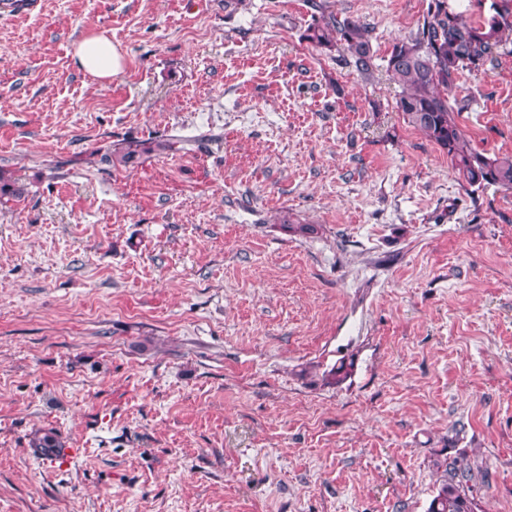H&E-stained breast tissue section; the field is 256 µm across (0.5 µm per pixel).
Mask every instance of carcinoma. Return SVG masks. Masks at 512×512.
<instances>
[{
	"mask_svg": "<svg viewBox=\"0 0 512 512\" xmlns=\"http://www.w3.org/2000/svg\"><path fill=\"white\" fill-rule=\"evenodd\" d=\"M492 9L490 18L471 22L452 10L448 0H432L418 32L392 46L386 71L401 87L397 108L404 119L446 152L468 184L512 189V156L491 157L473 149L455 118L469 103L460 100L452 106L448 102V88L460 69L494 66L500 49L512 41V0H494ZM307 39L327 49L340 44L359 73L372 70L369 30L356 21L330 15L323 23L309 26ZM32 448L38 455L54 454L62 448V438L37 433ZM470 479L465 467L447 470L427 512H474Z\"/></svg>",
	"mask_w": 512,
	"mask_h": 512,
	"instance_id": "cac0c4a2",
	"label": "carcinoma"
}]
</instances>
